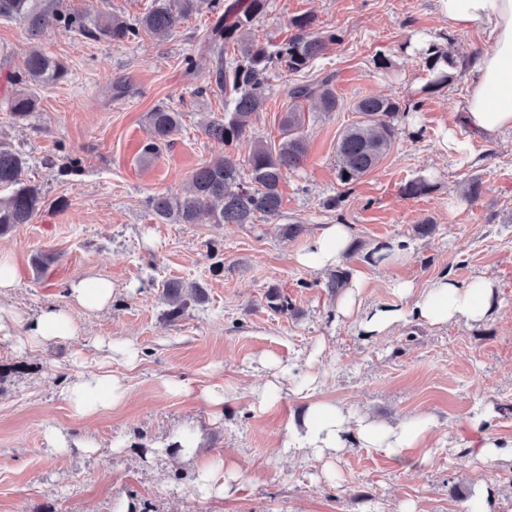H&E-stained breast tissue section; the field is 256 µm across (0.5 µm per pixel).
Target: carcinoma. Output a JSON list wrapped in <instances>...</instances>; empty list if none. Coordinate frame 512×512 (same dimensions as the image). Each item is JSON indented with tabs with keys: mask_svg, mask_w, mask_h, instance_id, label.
<instances>
[{
	"mask_svg": "<svg viewBox=\"0 0 512 512\" xmlns=\"http://www.w3.org/2000/svg\"><path fill=\"white\" fill-rule=\"evenodd\" d=\"M45 0H0V18L21 23L27 35L37 38L55 25L78 33L91 41L114 44L138 39L142 34L166 38L183 18L197 7L199 0H153V5L133 21L109 14L54 12L44 6ZM217 20L207 34L219 52L215 67L209 72L206 89H217L228 97L227 112L219 120L206 124L205 134L231 146L248 135L250 117L263 110L267 100V72L279 67L290 74H301L326 51L328 45L342 40L338 30L315 28L309 15L289 19L294 31L288 40L271 50L252 37L254 22L263 13L267 0H209ZM235 46V55L226 58L224 50ZM429 74L423 92L446 87L457 80L461 68L448 47L432 42L417 51ZM67 78V70L54 57L34 50L26 60L22 74L15 76L11 110L15 118L25 119L34 111L36 96L29 86H54ZM294 101L282 119L281 139L272 145L259 142L248 157L250 173L243 178L236 160L224 156L199 167L193 172L188 189L180 195H156L149 207L163 224H195L206 212L218 224H252L260 218L280 213V183L284 176L299 169L305 160L307 147L302 127L305 113L302 102L311 103L317 111L328 114L338 109L331 77L295 83L288 88ZM409 104L392 98L365 97L353 105L361 119L346 127L336 144V176L340 185L350 189L370 172L390 151L395 139L394 120L408 111ZM153 136L142 149L143 157L160 151L173 142L181 127V112L158 106L150 113ZM28 158L21 152L0 143V189L10 194L0 198V234H6L22 224L31 223L41 209L40 189L22 180ZM431 189L429 178L420 175L403 186L409 198L426 194ZM172 306L171 313L180 314L188 301L202 299L197 285L184 287L167 282L161 292Z\"/></svg>",
	"mask_w": 512,
	"mask_h": 512,
	"instance_id": "cac0c4a2",
	"label": "carcinoma"
}]
</instances>
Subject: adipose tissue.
<instances>
[{"mask_svg":"<svg viewBox=\"0 0 512 512\" xmlns=\"http://www.w3.org/2000/svg\"><path fill=\"white\" fill-rule=\"evenodd\" d=\"M451 29L466 31L481 27L487 49L473 53L466 62L470 81L463 101V121L485 139H494L512 128V0H440ZM352 243L350 225L337 223L321 227L318 234L297 255L300 265L312 269H332L343 264ZM360 279H350L336 302L338 317L354 322L364 335L382 336L395 326L416 321L429 326L474 324L493 314L495 285L476 277L465 282L445 274L424 291L413 282L398 283L397 301L362 306ZM114 289L105 278H77L67 288L69 307L51 305L32 318L6 314L0 330L13 325L27 341L40 345L77 336L79 327L71 307L98 311L112 302ZM125 394L121 378L90 373L70 385L65 398L73 412L90 417L112 407ZM435 423L430 416L416 415L391 424L367 416H352L344 407L315 403L307 407L300 428L291 434V445L318 461H332L358 439L366 448H376L396 460H403L411 448L423 447Z\"/></svg>","mask_w":512,"mask_h":512,"instance_id":"ef3b65f1","label":"adipose tissue"}]
</instances>
